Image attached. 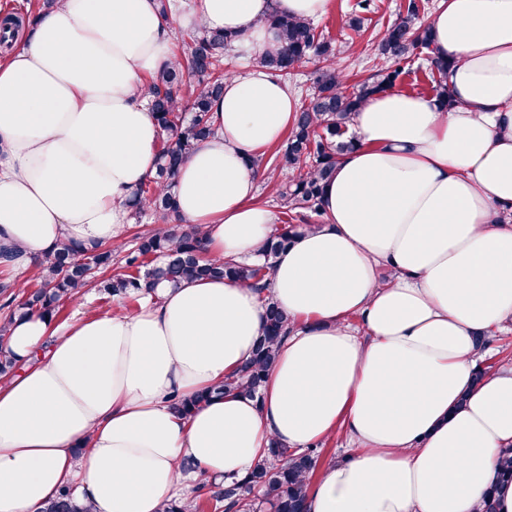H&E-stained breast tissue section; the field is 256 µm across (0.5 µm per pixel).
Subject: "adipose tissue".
I'll return each mask as SVG.
<instances>
[{"label":"adipose tissue","instance_id":"ef3b65f1","mask_svg":"<svg viewBox=\"0 0 512 512\" xmlns=\"http://www.w3.org/2000/svg\"><path fill=\"white\" fill-rule=\"evenodd\" d=\"M330 0H58L0 58V248L14 270L63 240L111 244L155 174L159 129L137 96L182 28L279 46L274 12L316 19ZM454 105L390 90L356 113L354 149L324 188L321 226L276 258L270 292L295 324L262 403L218 395L253 355L264 307L221 279L159 286L136 311L56 327L14 316L0 380V512H41L65 485L93 512H158L199 479L230 480L270 439L292 450L342 432L308 512H475L512 446V367L474 383L478 339L512 321V0H440L426 20ZM298 98L261 68L228 77L216 131L172 192L216 259L253 256L277 215L249 158L281 142Z\"/></svg>","mask_w":512,"mask_h":512}]
</instances>
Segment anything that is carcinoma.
I'll use <instances>...</instances> for the list:
<instances>
[{"label": "carcinoma", "instance_id": "cac0c4a2", "mask_svg": "<svg viewBox=\"0 0 512 512\" xmlns=\"http://www.w3.org/2000/svg\"><path fill=\"white\" fill-rule=\"evenodd\" d=\"M55 0H42L36 12L8 15L0 22L19 28L32 25L40 12ZM420 4L408 0L405 11L391 26L376 35L377 55L389 62L369 79L347 85L346 76L336 68V59L346 52L347 43L336 42L316 32L310 19L274 13L268 18L278 30L281 46L258 59L269 72L286 77L294 65L308 61L316 65L312 93L300 102L285 149L273 159L274 168L288 172V181L274 183L272 191L285 212L318 214L324 186L333 177L336 161L353 149L355 139L347 132L355 113L372 94L396 85L400 62L431 49V29L419 22ZM233 38L198 27L175 37L174 62L146 82L142 94L147 99L163 146L156 160V177L137 188L128 200L131 218L144 214L161 222L147 234L135 237L125 261V271L99 281L107 294L134 301L147 290L165 283L176 287L202 278H223L256 288L268 287L267 274L280 251L302 230L316 224H282L266 238L255 253L257 261L212 259L207 255L204 237L181 224L172 193L179 168L191 148L213 133L212 104L224 93V79L230 74L224 66L232 52ZM125 245L84 246L64 242L39 257L33 266L34 287L14 292L15 283L0 281V298L11 315L40 311L54 317L62 302L74 297L88 280L91 259L97 272L107 270ZM157 260L153 268L143 265L146 258ZM265 320L253 357L238 373L224 378L212 389L191 400L173 398L174 408L190 414L213 395L238 393L262 401L267 373L276 363L278 345L293 328V322L270 294L262 296ZM319 451L308 447L292 451L272 439L264 458L240 478L223 486H212L193 500L192 512L207 504L216 512H305L307 488L316 473ZM41 512H91L78 504L74 490L65 485Z\"/></svg>", "mask_w": 512, "mask_h": 512}]
</instances>
